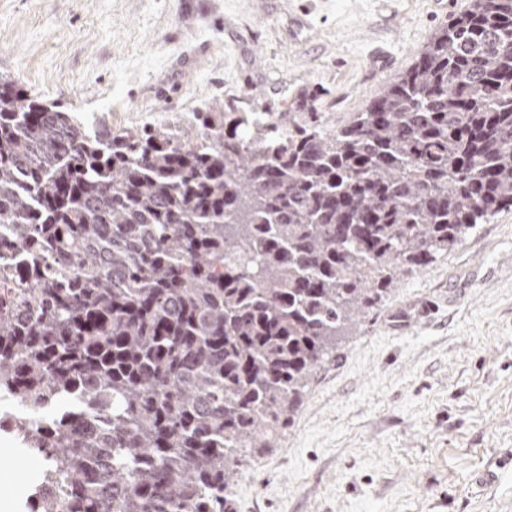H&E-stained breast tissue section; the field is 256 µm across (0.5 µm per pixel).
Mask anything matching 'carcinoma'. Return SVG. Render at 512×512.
<instances>
[{
    "mask_svg": "<svg viewBox=\"0 0 512 512\" xmlns=\"http://www.w3.org/2000/svg\"><path fill=\"white\" fill-rule=\"evenodd\" d=\"M295 106L95 131L0 80V425L49 465L36 512H235L396 275L512 207V0L334 126Z\"/></svg>",
    "mask_w": 512,
    "mask_h": 512,
    "instance_id": "cac0c4a2",
    "label": "carcinoma"
}]
</instances>
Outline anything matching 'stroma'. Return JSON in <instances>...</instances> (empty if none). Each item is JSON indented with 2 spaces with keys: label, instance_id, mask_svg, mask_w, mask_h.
<instances>
[{
  "label": "stroma",
  "instance_id": "stroma-1",
  "mask_svg": "<svg viewBox=\"0 0 512 512\" xmlns=\"http://www.w3.org/2000/svg\"><path fill=\"white\" fill-rule=\"evenodd\" d=\"M469 0H0V78L118 130L134 114L359 111ZM0 432V512L35 459ZM235 512H512V209L389 295L338 345Z\"/></svg>",
  "mask_w": 512,
  "mask_h": 512
}]
</instances>
